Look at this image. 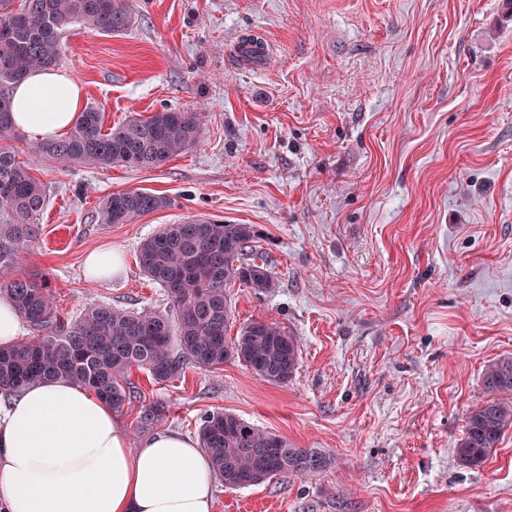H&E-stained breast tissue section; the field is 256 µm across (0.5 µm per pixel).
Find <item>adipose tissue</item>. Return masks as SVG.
I'll list each match as a JSON object with an SVG mask.
<instances>
[{
  "label": "adipose tissue",
  "mask_w": 512,
  "mask_h": 512,
  "mask_svg": "<svg viewBox=\"0 0 512 512\" xmlns=\"http://www.w3.org/2000/svg\"><path fill=\"white\" fill-rule=\"evenodd\" d=\"M17 128L36 141L67 131L83 107L63 71L37 69L12 92ZM214 474L198 441L161 431L134 448L110 404L64 378L0 407L6 512H213Z\"/></svg>",
  "instance_id": "adipose-tissue-1"
}]
</instances>
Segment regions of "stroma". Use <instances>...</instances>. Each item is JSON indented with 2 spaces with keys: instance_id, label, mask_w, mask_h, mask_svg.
I'll list each match as a JSON object with an SVG mask.
<instances>
[{
  "instance_id": "1",
  "label": "stroma",
  "mask_w": 512,
  "mask_h": 512,
  "mask_svg": "<svg viewBox=\"0 0 512 512\" xmlns=\"http://www.w3.org/2000/svg\"><path fill=\"white\" fill-rule=\"evenodd\" d=\"M250 34L270 61L238 60ZM58 67L105 127L198 112L200 141L157 168L96 169L20 135L47 203L16 273L48 279L65 318L165 312L141 242L191 217L251 224L276 286L227 288L233 324L275 323L301 348L283 385L235 360L168 382L132 370L118 412L132 445L197 437L219 409L335 459L313 477L216 483L214 512H512V428L480 468L455 456L485 366L512 356L506 0H135L126 33L70 26ZM134 189L171 204L102 223L101 200ZM110 246L122 272L87 280V254ZM152 404L162 415L143 425Z\"/></svg>"
}]
</instances>
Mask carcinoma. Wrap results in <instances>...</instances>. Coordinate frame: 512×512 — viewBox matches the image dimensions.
Listing matches in <instances>:
<instances>
[{"label": "carcinoma", "mask_w": 512, "mask_h": 512, "mask_svg": "<svg viewBox=\"0 0 512 512\" xmlns=\"http://www.w3.org/2000/svg\"><path fill=\"white\" fill-rule=\"evenodd\" d=\"M133 0H0V96L35 68L60 60L62 31L81 23L105 35L127 30ZM200 113L164 109L147 118L131 116L104 131L103 113L85 107L67 136L38 143L33 153L61 163L106 168H150L198 143ZM11 112L0 111V276L16 267L34 237V217L46 203V186L16 161ZM166 196L141 190L104 198V224H128L168 207ZM258 238L252 224L190 219L165 224L139 249L143 272L164 288L172 314L134 312L100 304L74 319L58 314L46 281L12 275L0 291L14 301L31 337L0 346V394L58 377L94 392L115 410L131 399L133 369L167 382L185 367L204 371L236 360L276 385L292 379L300 362L297 339L273 323L251 320L227 339L232 310L226 288L237 283L263 293L275 287L266 263L248 257ZM482 383L492 398L471 410L456 446L458 462L479 468L512 427V357L489 364ZM200 447L229 489L261 484L277 475L312 477L332 465L318 448H291L288 441L250 425L233 413L210 411L201 418Z\"/></svg>", "instance_id": "obj_1"}]
</instances>
